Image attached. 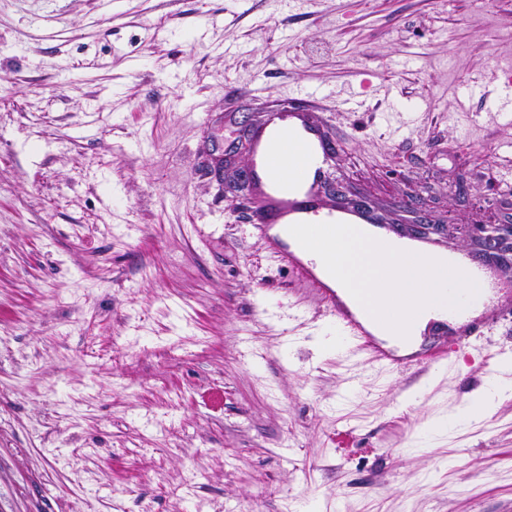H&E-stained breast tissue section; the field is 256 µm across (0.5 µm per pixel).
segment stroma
<instances>
[{
  "label": "stroma",
  "mask_w": 512,
  "mask_h": 512,
  "mask_svg": "<svg viewBox=\"0 0 512 512\" xmlns=\"http://www.w3.org/2000/svg\"><path fill=\"white\" fill-rule=\"evenodd\" d=\"M510 69L512 0H0V512H512V397L427 426L512 366V288L441 368L360 361L211 156L326 86L336 178L467 249L512 126L462 90Z\"/></svg>",
  "instance_id": "1"
}]
</instances>
